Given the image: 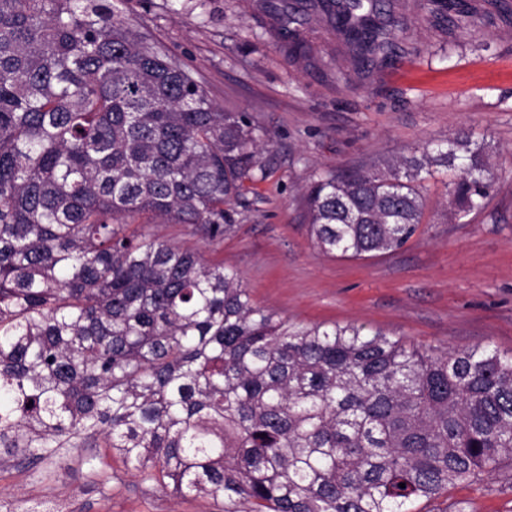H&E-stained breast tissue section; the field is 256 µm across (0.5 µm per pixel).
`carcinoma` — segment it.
<instances>
[{
	"label": "carcinoma",
	"instance_id": "1",
	"mask_svg": "<svg viewBox=\"0 0 512 512\" xmlns=\"http://www.w3.org/2000/svg\"><path fill=\"white\" fill-rule=\"evenodd\" d=\"M125 2L0 0V461L108 448L224 512H412L512 460V355L292 324L240 274L135 227L148 215L220 243L262 167L246 113L127 27ZM315 12L356 67L393 57L390 0H280L298 55ZM458 160L452 203L481 209L493 177L461 135L383 174L313 175L311 237L355 259L401 249L421 182Z\"/></svg>",
	"mask_w": 512,
	"mask_h": 512
}]
</instances>
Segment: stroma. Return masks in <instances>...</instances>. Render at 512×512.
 Instances as JSON below:
<instances>
[{"mask_svg": "<svg viewBox=\"0 0 512 512\" xmlns=\"http://www.w3.org/2000/svg\"><path fill=\"white\" fill-rule=\"evenodd\" d=\"M489 12L479 28L435 26L427 0H392V62L361 69L320 15L304 28L311 54H290L258 0H128L126 23L194 71L223 109L249 113L264 179L234 201L236 226L217 245L184 224L146 233L198 250L241 274L256 305L307 325L352 324L442 352L486 346L512 354V0H463ZM345 77H335L336 68ZM471 133L495 182L485 207L454 215L437 168L424 183L426 219L407 245L367 260L323 252L304 224L313 174L375 172L429 140ZM106 470L108 485L91 472ZM13 512L49 500L61 512H224L206 495L180 497L101 448H79L32 470L0 464ZM417 512H512V462Z\"/></svg>", "mask_w": 512, "mask_h": 512, "instance_id": "stroma-1", "label": "stroma"}]
</instances>
